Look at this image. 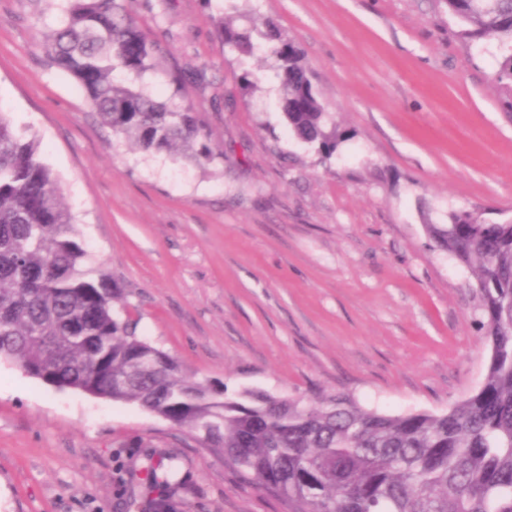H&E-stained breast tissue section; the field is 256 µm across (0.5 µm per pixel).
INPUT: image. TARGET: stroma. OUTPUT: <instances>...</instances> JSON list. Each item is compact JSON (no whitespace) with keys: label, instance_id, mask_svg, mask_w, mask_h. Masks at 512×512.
<instances>
[{"label":"stroma","instance_id":"obj_1","mask_svg":"<svg viewBox=\"0 0 512 512\" xmlns=\"http://www.w3.org/2000/svg\"><path fill=\"white\" fill-rule=\"evenodd\" d=\"M212 5L239 31L271 22L298 47L338 140L332 156L289 132L275 60L225 48L203 0H138L160 51L126 78L196 107L223 152L202 165L117 140L51 64L67 0H0V110L38 140L139 333L232 393L342 392L400 414L477 390L488 347L475 280L426 227L460 210L512 221L500 46L462 39L443 0ZM184 68L204 81L173 89L169 74ZM217 94L227 107L213 109ZM152 464L184 478L175 512H288L154 413L0 361V512H152L141 493Z\"/></svg>","mask_w":512,"mask_h":512}]
</instances>
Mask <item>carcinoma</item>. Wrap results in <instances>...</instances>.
Returning a JSON list of instances; mask_svg holds the SVG:
<instances>
[{
    "label": "carcinoma",
    "instance_id": "cac0c4a2",
    "mask_svg": "<svg viewBox=\"0 0 512 512\" xmlns=\"http://www.w3.org/2000/svg\"><path fill=\"white\" fill-rule=\"evenodd\" d=\"M469 42L507 48L495 74L512 87V0H444ZM135 0H69L48 54L102 123L150 153L199 164L215 156L190 104L160 101L116 77L154 66L159 43L134 19ZM206 22L241 56L278 63L281 110L292 133L328 155L325 107L299 50L266 24L256 43L224 18ZM438 248L476 282L489 347L482 384L441 412L388 414L343 393L317 402L250 389L228 394L137 334L116 304L120 285L90 265L57 179L33 136L0 111V360L58 388L92 390L197 435L289 512H512V222L466 211L428 224Z\"/></svg>",
    "mask_w": 512,
    "mask_h": 512
}]
</instances>
